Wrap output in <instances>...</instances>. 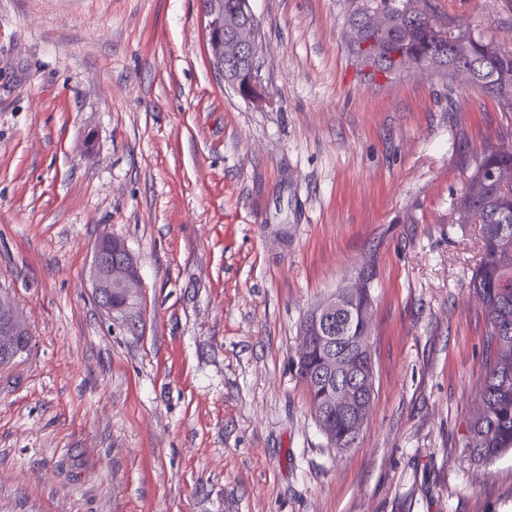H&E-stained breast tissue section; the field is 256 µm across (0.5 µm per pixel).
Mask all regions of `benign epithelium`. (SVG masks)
Wrapping results in <instances>:
<instances>
[{"mask_svg":"<svg viewBox=\"0 0 512 512\" xmlns=\"http://www.w3.org/2000/svg\"><path fill=\"white\" fill-rule=\"evenodd\" d=\"M225 0H200L201 12L206 21L208 51L215 69L222 79L240 96L258 99L261 95V79L257 59L261 49V25L252 10L250 0H242L246 23L225 20ZM136 261H112V237L103 236L93 251L91 277L95 300L107 315L129 323L130 316L141 307L139 270L130 271ZM119 288L125 298V312L117 315L112 311V289ZM369 281L363 276L342 287L321 308L329 311L351 297L362 298L361 320L366 323V336H371V302L368 294ZM30 327L18 314L9 292L0 289V362H7L27 351L19 344L23 337H31ZM362 369L361 357L343 354L336 357V373L349 378Z\"/></svg>","mask_w":512,"mask_h":512,"instance_id":"1","label":"benign epithelium"}]
</instances>
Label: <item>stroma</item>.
<instances>
[{
	"mask_svg": "<svg viewBox=\"0 0 512 512\" xmlns=\"http://www.w3.org/2000/svg\"><path fill=\"white\" fill-rule=\"evenodd\" d=\"M356 2L251 0L253 101L198 0H0V287L33 332L0 366V512H512V451L460 441L486 326L453 211L512 112L369 80ZM428 4L512 47V0ZM104 233L139 261L138 329L92 297ZM365 265L374 401L340 453L292 361Z\"/></svg>",
	"mask_w": 512,
	"mask_h": 512,
	"instance_id": "stroma-1",
	"label": "stroma"
}]
</instances>
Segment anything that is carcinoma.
<instances>
[{
  "label": "carcinoma",
  "mask_w": 512,
  "mask_h": 512,
  "mask_svg": "<svg viewBox=\"0 0 512 512\" xmlns=\"http://www.w3.org/2000/svg\"><path fill=\"white\" fill-rule=\"evenodd\" d=\"M411 2L361 0L350 15L349 47L371 76L391 75L396 54L414 67L433 66L450 89L491 93L501 100L503 111L512 112V48L496 44L484 53L475 47L481 38L452 27L448 42H440L427 20L406 17ZM484 169L503 178L487 182ZM455 211L458 223L479 225L481 251L470 286L484 309L487 336V372L479 380L476 407L465 421L461 443L474 461L488 463L512 449V146L483 149ZM359 307L360 302L349 299L319 319L311 310L300 328L309 337L307 349L295 362L317 424L338 450L351 447L356 435L347 413L336 409L337 392L357 399L364 387L362 378L348 386L346 379L336 377V354L356 346L366 328L357 316Z\"/></svg>",
  "instance_id": "cac0c4a2"
}]
</instances>
